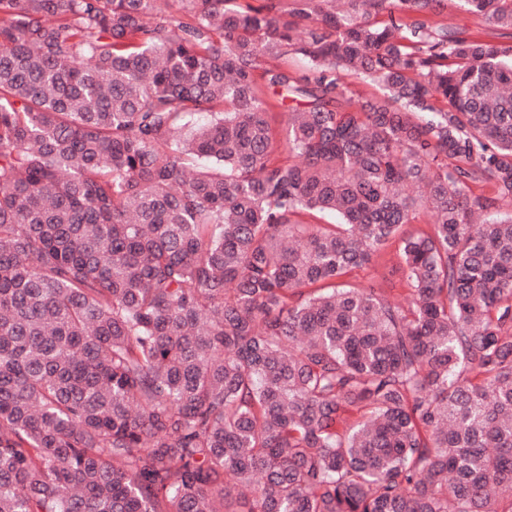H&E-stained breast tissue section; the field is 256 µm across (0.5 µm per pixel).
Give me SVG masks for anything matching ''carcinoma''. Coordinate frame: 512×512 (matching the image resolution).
Returning <instances> with one entry per match:
<instances>
[{
	"instance_id": "cac0c4a2",
	"label": "carcinoma",
	"mask_w": 512,
	"mask_h": 512,
	"mask_svg": "<svg viewBox=\"0 0 512 512\" xmlns=\"http://www.w3.org/2000/svg\"><path fill=\"white\" fill-rule=\"evenodd\" d=\"M179 2L0 0V512H512V0ZM447 22L464 31L467 35L493 42H512V38H502L500 29L487 25L477 16L461 10L449 13ZM399 264L397 245L393 244L369 268L352 272L346 279L354 284L381 283L391 299L404 301L408 286L398 269Z\"/></svg>"
}]
</instances>
